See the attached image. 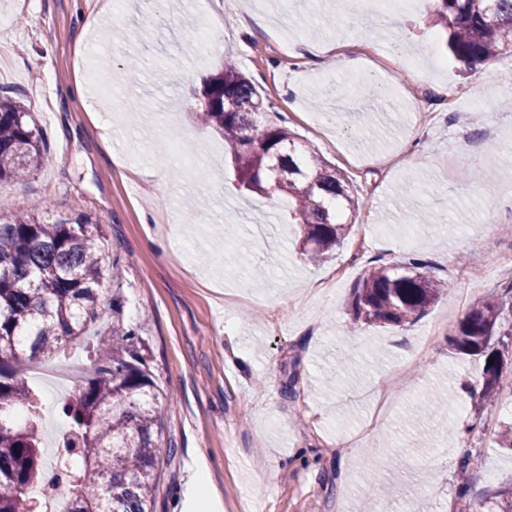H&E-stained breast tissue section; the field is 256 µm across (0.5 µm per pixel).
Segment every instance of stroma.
Wrapping results in <instances>:
<instances>
[{
  "instance_id": "stroma-1",
  "label": "stroma",
  "mask_w": 512,
  "mask_h": 512,
  "mask_svg": "<svg viewBox=\"0 0 512 512\" xmlns=\"http://www.w3.org/2000/svg\"><path fill=\"white\" fill-rule=\"evenodd\" d=\"M0 0V96L24 100L51 158L0 187V218L41 202L47 219L104 224V274L166 395L155 512H183L194 468L205 512H455L512 485V365L464 445L483 363L448 344L512 269V54L471 71L446 52L429 4L364 22L343 0ZM266 20L258 28L253 14ZM224 22L216 36L212 21ZM362 55L358 69L348 56ZM233 59L269 121L346 172L359 209L349 242L315 265L293 246L285 195L242 191L223 138L196 120L191 75ZM83 86L85 97L74 93ZM167 167L156 189L151 172ZM370 240L355 252L360 236ZM419 258L460 289L402 327L350 329L346 302L369 267ZM452 390L441 420L425 397ZM473 467L461 472L465 451ZM191 495L192 499H194L195 507L204 509L209 506L212 493L209 490L208 474L204 468H199L193 475Z\"/></svg>"
}]
</instances>
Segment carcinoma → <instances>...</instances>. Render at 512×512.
<instances>
[{"label":"carcinoma","mask_w":512,"mask_h":512,"mask_svg":"<svg viewBox=\"0 0 512 512\" xmlns=\"http://www.w3.org/2000/svg\"><path fill=\"white\" fill-rule=\"evenodd\" d=\"M430 17L450 53L471 68L512 53V0H433ZM201 97V123L224 137L240 187L288 196L299 250L322 262L342 247L346 216L358 209L345 174L296 142L288 127L267 122L261 94L235 65L210 77ZM49 157L29 108L0 96V184L30 175ZM105 243L104 225L87 217L50 223L37 204L0 221V512H25L27 491L44 478L41 401L23 367L75 342L107 309L112 333L100 338L94 371L63 406L64 448L80 468L68 512H153L162 459L176 454L155 439L160 389L137 350L136 329L124 323L121 287H103ZM420 265L414 259L407 267L365 270L350 293L351 322L402 326L420 319L448 290ZM510 294L512 284L475 303L450 340L463 354L493 359L469 384L476 420L468 434L482 430V411L497 398L498 356L512 336V325L502 328L505 313L512 314ZM459 498L462 512H512V485L481 499L463 487Z\"/></svg>","instance_id":"1"}]
</instances>
